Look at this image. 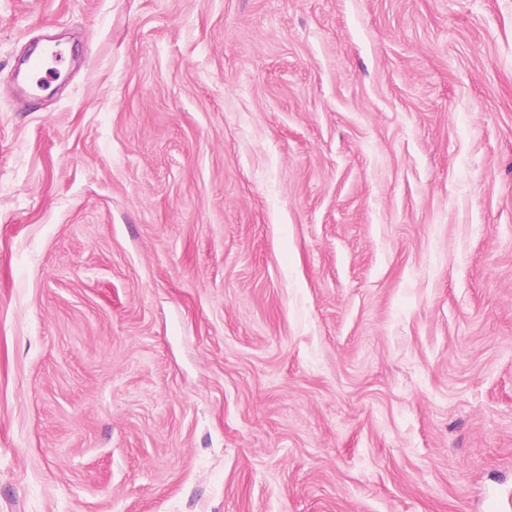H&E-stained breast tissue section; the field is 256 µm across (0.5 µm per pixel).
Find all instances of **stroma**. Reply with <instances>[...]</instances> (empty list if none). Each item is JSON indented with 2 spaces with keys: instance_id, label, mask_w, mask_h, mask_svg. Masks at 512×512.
Wrapping results in <instances>:
<instances>
[{
  "instance_id": "1",
  "label": "stroma",
  "mask_w": 512,
  "mask_h": 512,
  "mask_svg": "<svg viewBox=\"0 0 512 512\" xmlns=\"http://www.w3.org/2000/svg\"><path fill=\"white\" fill-rule=\"evenodd\" d=\"M510 494L512 0H0V512Z\"/></svg>"
}]
</instances>
